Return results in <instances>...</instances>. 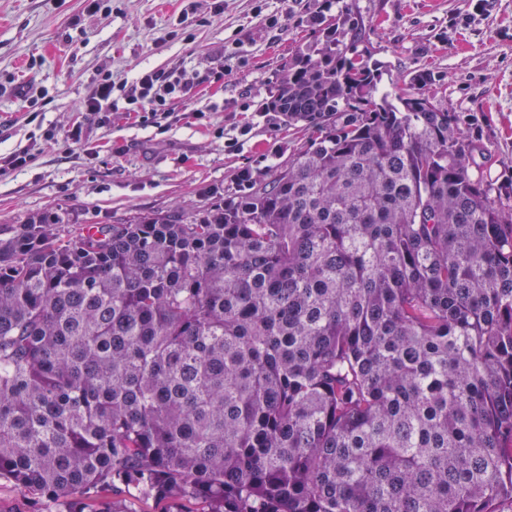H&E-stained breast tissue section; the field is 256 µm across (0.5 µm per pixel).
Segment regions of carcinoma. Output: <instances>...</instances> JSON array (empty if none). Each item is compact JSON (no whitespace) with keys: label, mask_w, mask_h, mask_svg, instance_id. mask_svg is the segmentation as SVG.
<instances>
[{"label":"carcinoma","mask_w":512,"mask_h":512,"mask_svg":"<svg viewBox=\"0 0 512 512\" xmlns=\"http://www.w3.org/2000/svg\"><path fill=\"white\" fill-rule=\"evenodd\" d=\"M258 110L308 133L199 209L0 238V481L32 512H512V186L351 0Z\"/></svg>","instance_id":"1"}]
</instances>
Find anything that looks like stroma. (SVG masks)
I'll return each mask as SVG.
<instances>
[{
	"instance_id": "1",
	"label": "stroma",
	"mask_w": 512,
	"mask_h": 512,
	"mask_svg": "<svg viewBox=\"0 0 512 512\" xmlns=\"http://www.w3.org/2000/svg\"><path fill=\"white\" fill-rule=\"evenodd\" d=\"M0 0V153L31 149L29 167L0 178V234L30 218L64 214L76 227L222 200L243 170L268 180L306 140L258 103L312 34L315 9L336 0ZM371 25L379 86L398 99L399 77L432 69L444 102L491 154L483 171L512 178V0H356ZM197 85L161 125L125 106L91 125L84 142L64 133L105 78L132 82L145 69L193 76ZM34 84L47 104L36 120L10 85Z\"/></svg>"
}]
</instances>
